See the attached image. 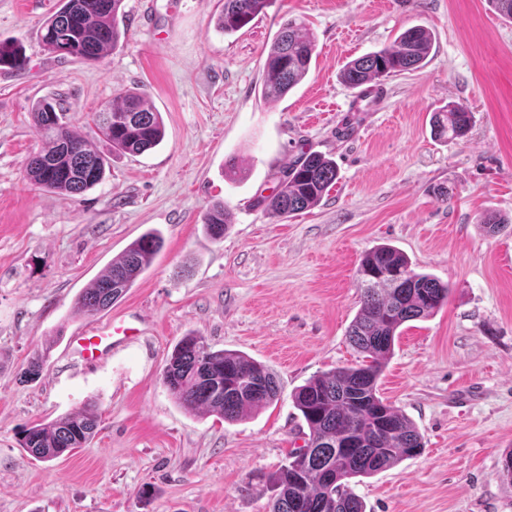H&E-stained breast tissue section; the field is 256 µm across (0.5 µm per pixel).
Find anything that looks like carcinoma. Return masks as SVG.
Here are the masks:
<instances>
[{
	"mask_svg": "<svg viewBox=\"0 0 512 512\" xmlns=\"http://www.w3.org/2000/svg\"><path fill=\"white\" fill-rule=\"evenodd\" d=\"M123 0H63L61 8L41 27V41L51 52L85 62H98L119 46L125 32L119 14ZM272 0H224L217 26L233 33L250 24ZM316 40L290 22L271 44L263 67L261 95L274 102L288 94L308 74ZM432 49L430 31L421 25L402 32L393 44L349 61L341 80L355 89L401 72L420 69ZM28 59L15 42H0V67L21 71ZM33 120L43 139L30 156L26 178L37 187L74 196L105 178L107 159L62 121L56 105L40 100ZM472 115L451 104L432 118L441 139L464 136ZM94 124L113 150L139 155L164 137L161 113L142 93L125 90L102 111ZM333 160L318 153L301 157L279 190L258 201L274 216L288 218L317 205L336 183ZM207 234L224 238L232 214L222 202L209 206L202 218ZM508 220L489 212L481 219L486 232L496 233ZM163 246L156 231L142 234L77 297L76 313L93 315L112 306L152 264ZM360 308L347 336L363 355L356 366L335 367L314 376L293 395L295 408L308 430L305 446L291 453L271 477V512H365V504L350 487L357 477L392 468L424 450L414 424L379 394L378 381L394 351L400 328L426 319L448 301L450 289L432 275L411 268L399 249L383 245L365 254L357 269ZM48 353L34 355L21 378L40 377ZM219 391L207 392L204 384ZM162 384L189 411L214 415L228 422L277 400L274 374L262 363L237 351L211 349L205 338L183 337L174 347L162 374ZM100 416L89 404L80 411L23 430L20 445L30 455L50 461L83 448L96 434Z\"/></svg>",
	"mask_w": 512,
	"mask_h": 512,
	"instance_id": "carcinoma-1",
	"label": "carcinoma"
}]
</instances>
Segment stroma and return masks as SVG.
<instances>
[{
  "mask_svg": "<svg viewBox=\"0 0 512 512\" xmlns=\"http://www.w3.org/2000/svg\"><path fill=\"white\" fill-rule=\"evenodd\" d=\"M59 5L0 0V41L28 57L25 71L0 70V512H269L268 479L308 432L294 391L362 360L346 336L356 270L383 244L451 293L402 326L379 380L424 451L352 488L366 512H512L500 476L512 450V226L490 235L480 224L490 211L512 217V21L492 0H274L225 34L223 0H123L118 48L81 62L39 39ZM294 20L316 38L309 73L265 101L267 52ZM416 25L433 37L422 69L342 83L347 62ZM132 88L162 115L158 146L111 156L104 181L79 196L25 180L42 145L37 100L104 153L89 117ZM449 104L472 124L440 140L430 119ZM311 152L338 170L321 201L288 219L257 208ZM217 201L232 213L220 241L202 224ZM151 230L164 246L132 288L74 314L78 294ZM109 322L142 333L85 368L72 336ZM191 333L268 366L278 400L234 423L177 404L161 374ZM44 348L41 377L21 381ZM86 403L100 413L86 447L51 461L21 448L24 428Z\"/></svg>",
  "mask_w": 512,
  "mask_h": 512,
  "instance_id": "stroma-1",
  "label": "stroma"
}]
</instances>
